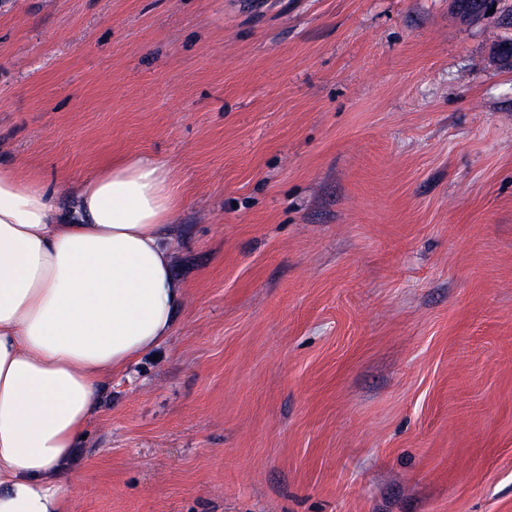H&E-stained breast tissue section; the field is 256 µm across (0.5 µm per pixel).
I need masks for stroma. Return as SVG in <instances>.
Returning <instances> with one entry per match:
<instances>
[{
    "instance_id": "stroma-1",
    "label": "stroma",
    "mask_w": 512,
    "mask_h": 512,
    "mask_svg": "<svg viewBox=\"0 0 512 512\" xmlns=\"http://www.w3.org/2000/svg\"><path fill=\"white\" fill-rule=\"evenodd\" d=\"M512 37L453 0H0V164L163 162L187 287L71 512H512Z\"/></svg>"
}]
</instances>
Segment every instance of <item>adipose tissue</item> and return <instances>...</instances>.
<instances>
[{
  "label": "adipose tissue",
  "instance_id": "adipose-tissue-1",
  "mask_svg": "<svg viewBox=\"0 0 512 512\" xmlns=\"http://www.w3.org/2000/svg\"><path fill=\"white\" fill-rule=\"evenodd\" d=\"M181 204L167 165L137 154L95 169L67 212L0 166V512H69L61 473L106 376L185 300L165 234Z\"/></svg>",
  "mask_w": 512,
  "mask_h": 512
}]
</instances>
